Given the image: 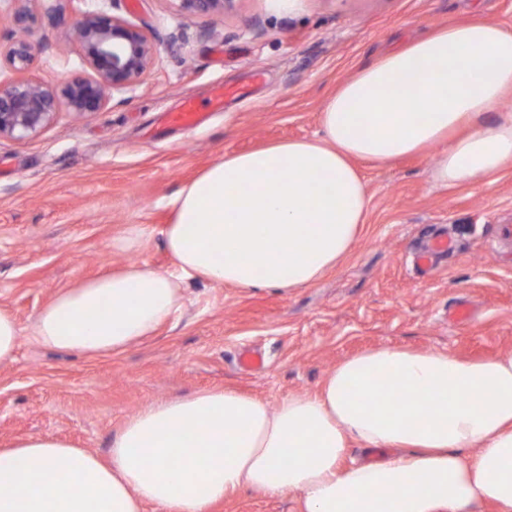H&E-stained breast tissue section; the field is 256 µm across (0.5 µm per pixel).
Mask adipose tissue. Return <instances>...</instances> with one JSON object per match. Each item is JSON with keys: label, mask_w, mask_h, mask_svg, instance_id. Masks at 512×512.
<instances>
[{"label": "adipose tissue", "mask_w": 512, "mask_h": 512, "mask_svg": "<svg viewBox=\"0 0 512 512\" xmlns=\"http://www.w3.org/2000/svg\"><path fill=\"white\" fill-rule=\"evenodd\" d=\"M512 28L433 29L356 71L326 99L322 133L224 157L176 195L163 231L176 272L129 263L59 290L37 314L43 346L124 351L179 309L185 278L306 288L351 251L368 198L356 161L442 145L441 187L512 167ZM391 448L345 465L350 444ZM248 489L303 512H512V352L466 359L381 347L277 407L233 388L150 403L107 460L47 435L0 449V512H209Z\"/></svg>", "instance_id": "1"}]
</instances>
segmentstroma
<instances>
[{"mask_svg": "<svg viewBox=\"0 0 512 512\" xmlns=\"http://www.w3.org/2000/svg\"><path fill=\"white\" fill-rule=\"evenodd\" d=\"M39 0L31 77L81 74L70 14ZM153 37V66L100 111L60 109L37 135L0 140V308L20 329L16 361L0 366V448L50 434L100 458L145 405L235 387L269 406L315 392L324 375L366 349L399 346L490 358L512 351V168L459 187L436 186L441 148L396 162L359 163L369 198L349 255L314 285L293 290L215 286L188 279L183 305L155 336L94 357L49 349L35 316L56 292L127 263L163 271L171 201L224 156L320 130L325 100L358 68L423 31L479 17L512 26V0H233L190 15L179 0H82ZM233 89L213 112L216 87ZM193 99V128L165 115ZM130 224L146 245L114 251ZM456 248L430 274L412 261L426 233ZM468 322L452 319L456 305ZM266 359L239 368L241 348ZM212 512H299L294 494L239 492Z\"/></svg>", "mask_w": 512, "mask_h": 512, "instance_id": "1", "label": "stroma"}]
</instances>
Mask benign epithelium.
Masks as SVG:
<instances>
[{"label": "benign epithelium", "mask_w": 512, "mask_h": 512, "mask_svg": "<svg viewBox=\"0 0 512 512\" xmlns=\"http://www.w3.org/2000/svg\"><path fill=\"white\" fill-rule=\"evenodd\" d=\"M18 26L28 27L36 0H10ZM192 13L224 12L226 0H180ZM73 41L89 74L58 84L20 77L0 80V139L23 140L38 134L61 107L79 115L101 110L110 96L139 81L156 54L154 40L119 15L79 11L72 17ZM37 45L30 35L11 39L0 58L17 73L28 70Z\"/></svg>", "instance_id": "1"}]
</instances>
